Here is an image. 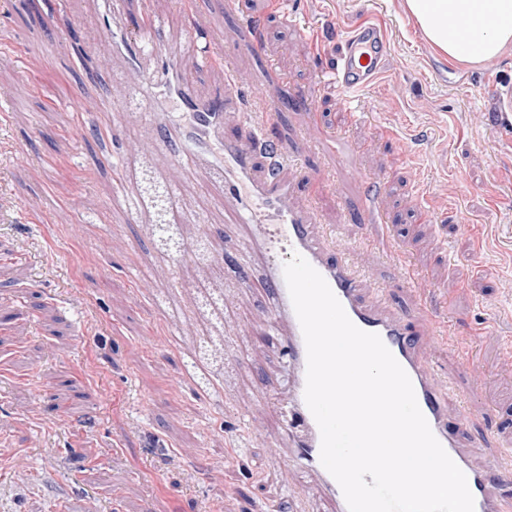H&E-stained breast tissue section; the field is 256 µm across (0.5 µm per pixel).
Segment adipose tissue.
Listing matches in <instances>:
<instances>
[{"mask_svg": "<svg viewBox=\"0 0 512 512\" xmlns=\"http://www.w3.org/2000/svg\"><path fill=\"white\" fill-rule=\"evenodd\" d=\"M423 37L449 60L472 64L498 56L512 45V0H405ZM462 26L448 38V22Z\"/></svg>", "mask_w": 512, "mask_h": 512, "instance_id": "obj_1", "label": "adipose tissue"}]
</instances>
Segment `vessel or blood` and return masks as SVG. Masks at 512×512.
Wrapping results in <instances>:
<instances>
[{
    "instance_id": "obj_1",
    "label": "vessel or blood",
    "mask_w": 512,
    "mask_h": 512,
    "mask_svg": "<svg viewBox=\"0 0 512 512\" xmlns=\"http://www.w3.org/2000/svg\"><path fill=\"white\" fill-rule=\"evenodd\" d=\"M97 7L112 28L114 52L124 60L121 79L132 88L117 111L137 108L154 119L164 140L177 141L178 163L220 188L224 210L250 227L249 250L264 258L270 310L292 372L291 465L323 488L336 512H348L339 484L320 461L321 435L304 397L307 350L284 277L286 261L297 253L325 279L350 320L361 330L378 334L406 371L434 436L467 477L475 512H502L501 491L512 488V451L500 450L479 462L464 451L461 428L449 421L443 402L447 378L420 355L422 324L365 298L364 270L349 256L337 255L332 231L319 224L312 206L297 200L293 166L286 156L270 154L258 166L252 142L225 137V115L236 111L237 104L221 90L202 94L197 82L186 78L183 65L195 53V39L171 32L167 17L158 13H142L137 26L129 27L128 0H97ZM385 57L381 29L374 24L360 26L346 38L334 77L349 92L363 91L377 83ZM160 182V177L148 173L127 177L122 185L127 211L156 216L161 207L172 205V189Z\"/></svg>"
}]
</instances>
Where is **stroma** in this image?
I'll return each instance as SVG.
<instances>
[{
	"label": "stroma",
	"mask_w": 512,
	"mask_h": 512,
	"mask_svg": "<svg viewBox=\"0 0 512 512\" xmlns=\"http://www.w3.org/2000/svg\"><path fill=\"white\" fill-rule=\"evenodd\" d=\"M150 2L219 49L260 41L237 58L252 77L238 94L296 158L298 200L352 245L369 301L429 321L424 353L484 413L467 453L512 449V47L449 61L402 0ZM57 5L0 0V512H331L281 451L288 416L267 401L287 381L281 338L263 277L238 260L244 225L139 113L113 111L122 60L95 0L61 4L74 45ZM367 23L388 51L353 96L329 73ZM134 158L170 169L184 243L213 244L190 277L115 193L114 160ZM375 191L378 223L360 209ZM212 336L216 366L198 360Z\"/></svg>",
	"instance_id": "stroma-1"
}]
</instances>
